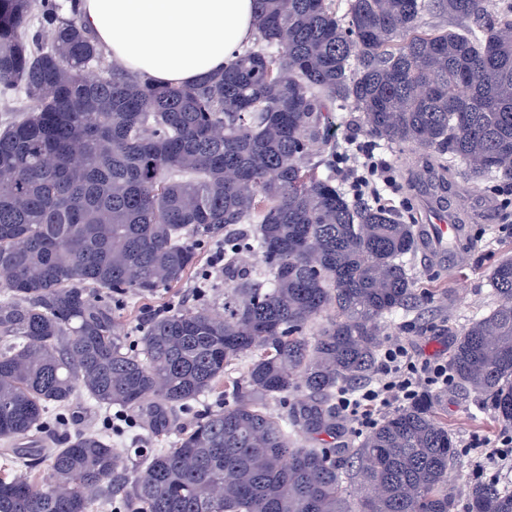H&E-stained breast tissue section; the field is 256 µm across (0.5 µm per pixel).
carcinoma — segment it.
<instances>
[{
    "instance_id": "1",
    "label": "carcinoma",
    "mask_w": 512,
    "mask_h": 512,
    "mask_svg": "<svg viewBox=\"0 0 512 512\" xmlns=\"http://www.w3.org/2000/svg\"><path fill=\"white\" fill-rule=\"evenodd\" d=\"M253 2L262 45L160 86L108 62L76 4L0 0V95L33 103L0 131V512H457L440 394L351 455L304 444L335 429L336 396L371 376L385 322L421 298L405 264L416 225L336 185L329 113L350 108L439 170L448 155L469 179L512 184V3ZM218 243L224 313L179 305L135 347L116 333V305L180 283ZM254 251L262 267L239 266ZM486 287L449 370L512 426V255ZM78 394L175 439L133 459L77 434L44 449L45 471L12 477L32 467L14 444L51 432ZM213 394L224 408L183 430ZM286 396L294 410L272 413ZM465 506L512 512V489L475 482Z\"/></svg>"
}]
</instances>
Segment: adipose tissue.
Segmentation results:
<instances>
[{
	"label": "adipose tissue",
	"instance_id": "ef3b65f1",
	"mask_svg": "<svg viewBox=\"0 0 512 512\" xmlns=\"http://www.w3.org/2000/svg\"><path fill=\"white\" fill-rule=\"evenodd\" d=\"M79 19L128 71L169 85L223 69L256 32L253 0H82Z\"/></svg>",
	"mask_w": 512,
	"mask_h": 512
}]
</instances>
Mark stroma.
I'll use <instances>...</instances> for the list:
<instances>
[{
  "mask_svg": "<svg viewBox=\"0 0 512 512\" xmlns=\"http://www.w3.org/2000/svg\"><path fill=\"white\" fill-rule=\"evenodd\" d=\"M382 151L394 169L392 186L380 187L376 204L407 211L411 223L426 221L425 197L428 188L412 180L414 171L426 157L423 149L383 146ZM447 190L456 202L454 212L470 225V246L460 265L424 260L413 253L409 266L418 291L433 290L428 303L418 304L394 316L383 328L384 340L398 341L421 359L449 361L457 334L469 320L483 313L492 303L485 286V274L505 252H512V206L503 207L502 187L490 181L480 183L463 178L460 168L448 176ZM211 249L200 252L198 268L181 285L169 292L142 299L120 312L117 323L121 335L129 336L136 325L147 322L171 303L193 305L207 300L215 311L224 309V279L212 277L205 296H198L199 273L210 268ZM448 422L460 462L448 470V488L458 502H465L471 481L496 474L512 479V462L486 458V444L500 445L507 428L500 425L493 409L476 394L451 386L441 406Z\"/></svg>",
  "mask_w": 512,
  "mask_h": 512,
  "instance_id": "1",
  "label": "stroma"
}]
</instances>
